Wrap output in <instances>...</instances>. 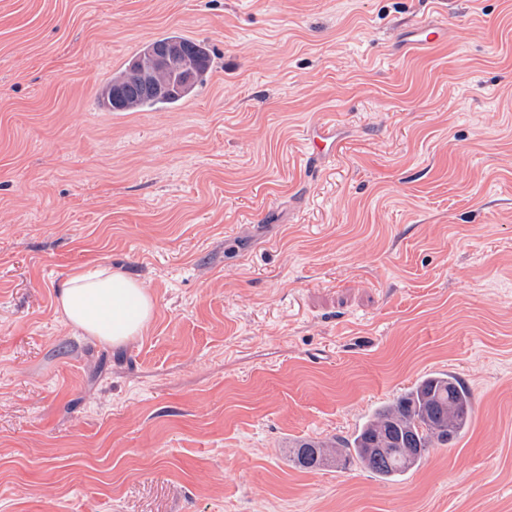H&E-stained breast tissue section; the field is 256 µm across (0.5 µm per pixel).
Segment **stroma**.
<instances>
[{"label":"stroma","instance_id":"obj_1","mask_svg":"<svg viewBox=\"0 0 512 512\" xmlns=\"http://www.w3.org/2000/svg\"><path fill=\"white\" fill-rule=\"evenodd\" d=\"M172 32L208 81L102 110ZM85 267L147 288L142 336L63 321ZM435 372L454 445L295 464ZM0 512H512V0H0ZM334 147L330 136L323 128L307 135L305 142L302 145V152L304 157L309 162L313 158L323 156L330 152Z\"/></svg>","mask_w":512,"mask_h":512}]
</instances>
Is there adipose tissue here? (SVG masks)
<instances>
[{"mask_svg":"<svg viewBox=\"0 0 512 512\" xmlns=\"http://www.w3.org/2000/svg\"><path fill=\"white\" fill-rule=\"evenodd\" d=\"M56 303L65 321L113 347L143 335L156 310L141 283L122 272L100 269L71 274L60 285Z\"/></svg>","mask_w":512,"mask_h":512,"instance_id":"1","label":"adipose tissue"}]
</instances>
